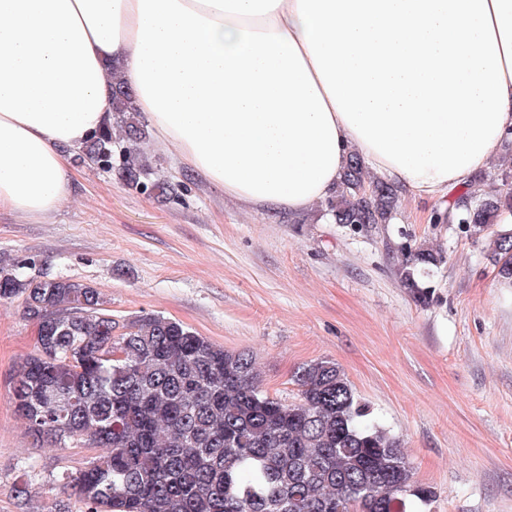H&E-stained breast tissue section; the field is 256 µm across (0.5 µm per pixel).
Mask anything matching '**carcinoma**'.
I'll return each instance as SVG.
<instances>
[{
    "label": "carcinoma",
    "mask_w": 512,
    "mask_h": 512,
    "mask_svg": "<svg viewBox=\"0 0 512 512\" xmlns=\"http://www.w3.org/2000/svg\"><path fill=\"white\" fill-rule=\"evenodd\" d=\"M112 123L78 159L128 187L169 200L177 185L154 176L142 150L145 123L134 92L111 86ZM398 188L350 156L325 201L334 223L368 229L396 213ZM512 206V169L481 176L433 223L476 236ZM400 280L426 300L427 270L441 250L403 246ZM491 259L512 283V230L493 235ZM20 297L38 326L37 353L19 366L13 404L39 442L64 448L98 434V454L65 475L89 512H407L412 496L436 497L415 479L400 440L365 420L362 403L332 360L292 375L294 401L260 386L254 355L229 351L159 314L119 325L97 287L0 262V300ZM125 359L108 358L116 341Z\"/></svg>",
    "instance_id": "cac0c4a2"
}]
</instances>
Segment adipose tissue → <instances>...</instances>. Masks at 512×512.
<instances>
[{"label": "adipose tissue", "instance_id": "adipose-tissue-1", "mask_svg": "<svg viewBox=\"0 0 512 512\" xmlns=\"http://www.w3.org/2000/svg\"><path fill=\"white\" fill-rule=\"evenodd\" d=\"M115 76L245 207L309 209L355 153L444 208L512 130V0H0V209L64 200Z\"/></svg>", "mask_w": 512, "mask_h": 512}]
</instances>
